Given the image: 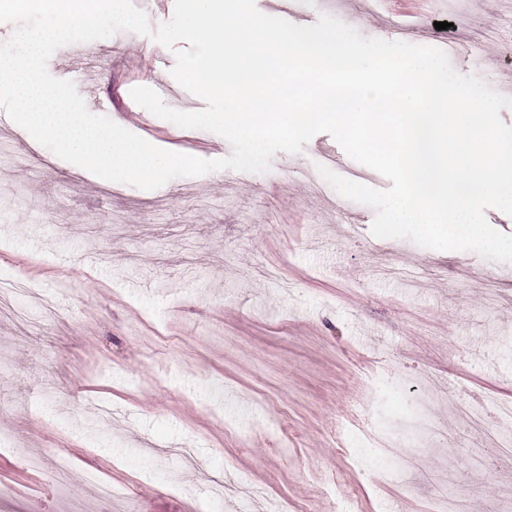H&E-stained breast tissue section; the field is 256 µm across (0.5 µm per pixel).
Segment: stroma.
I'll list each match as a JSON object with an SVG mask.
<instances>
[{"label":"stroma","instance_id":"35a3bbf8","mask_svg":"<svg viewBox=\"0 0 512 512\" xmlns=\"http://www.w3.org/2000/svg\"><path fill=\"white\" fill-rule=\"evenodd\" d=\"M469 3L387 19L365 0H256L298 25L326 13L366 37L391 22L411 44L466 38L483 64L453 68L506 93L512 12ZM84 48L47 67L59 78L70 61L92 113L164 149L231 154L217 134L113 99L133 67L134 85L165 83L178 110L202 109L170 50L127 31ZM321 165L390 186L325 133L264 173L145 191L0 126V278L32 283L0 313V512H240L243 486L249 512H432L450 489L468 512H512V420L496 412L512 402V262L375 237L373 209ZM376 433L410 453L401 480L381 481ZM91 473L126 496L97 497Z\"/></svg>","mask_w":512,"mask_h":512}]
</instances>
